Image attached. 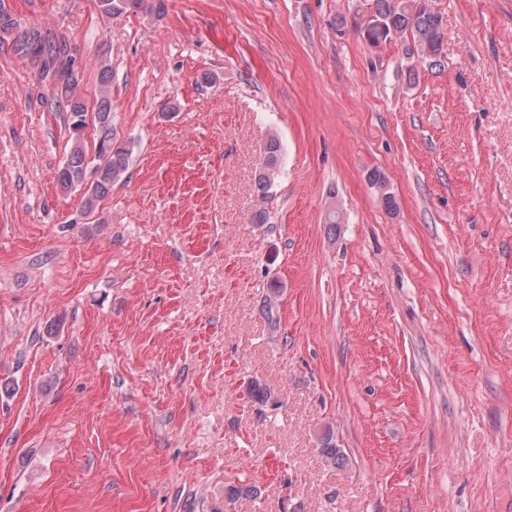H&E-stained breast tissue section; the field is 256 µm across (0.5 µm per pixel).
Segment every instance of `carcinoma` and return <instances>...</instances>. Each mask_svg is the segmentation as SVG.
Masks as SVG:
<instances>
[{
  "label": "carcinoma",
  "mask_w": 512,
  "mask_h": 512,
  "mask_svg": "<svg viewBox=\"0 0 512 512\" xmlns=\"http://www.w3.org/2000/svg\"><path fill=\"white\" fill-rule=\"evenodd\" d=\"M164 0H96L99 14L112 18L129 11L158 14ZM351 26L371 47H378L392 40L411 39L408 55L412 62L429 63L437 67L444 51V23L442 15L435 12L429 0H375L374 9L358 12ZM0 45L10 47L12 57L37 71L46 87L44 94L48 111L65 115L72 146L63 165L56 173V183L66 194L79 189L77 180L88 165V153L83 135L74 132L77 117L86 113L89 103H94L99 119L94 121L97 138L94 141L93 162L103 167L100 184L83 193L80 204L85 212L93 211L107 197L112 187L127 177L132 150L126 141L119 139L112 126V62L101 58L96 62V92L88 100L78 88L73 68L71 48L65 38L55 35L39 24L18 20L15 14L0 2ZM282 145L278 137H270L263 151V159L255 176V187L260 198L265 199L275 185L280 172ZM249 397L261 404H279L275 394L253 379L248 385ZM320 453L331 465L342 466L347 455L336 442L331 429L320 438Z\"/></svg>",
  "instance_id": "obj_1"
}]
</instances>
